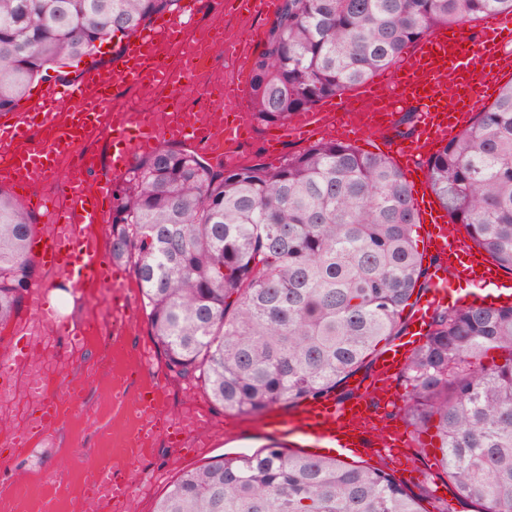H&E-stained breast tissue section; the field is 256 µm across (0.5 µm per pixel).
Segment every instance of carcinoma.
Listing matches in <instances>:
<instances>
[{
    "instance_id": "obj_1",
    "label": "carcinoma",
    "mask_w": 512,
    "mask_h": 512,
    "mask_svg": "<svg viewBox=\"0 0 512 512\" xmlns=\"http://www.w3.org/2000/svg\"><path fill=\"white\" fill-rule=\"evenodd\" d=\"M176 3L0 0V112ZM502 12L512 0H281L252 65V112L282 125L390 67L433 27ZM426 167L451 223L512 272V83ZM419 223L390 158L348 143L232 169L164 145L113 195L110 256L129 266L167 369L226 411L258 413L336 391L401 336L428 288ZM34 224L0 188V332L35 275ZM494 349L505 362L487 366ZM403 381L398 414L416 432L436 429L459 501L512 512V304L435 312ZM154 512L428 510L381 469L273 442L182 472Z\"/></svg>"
}]
</instances>
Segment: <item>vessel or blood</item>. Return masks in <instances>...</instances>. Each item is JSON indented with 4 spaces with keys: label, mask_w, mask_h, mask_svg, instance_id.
Returning a JSON list of instances; mask_svg holds the SVG:
<instances>
[{
    "label": "vessel or blood",
    "mask_w": 512,
    "mask_h": 512,
    "mask_svg": "<svg viewBox=\"0 0 512 512\" xmlns=\"http://www.w3.org/2000/svg\"><path fill=\"white\" fill-rule=\"evenodd\" d=\"M200 0H179L176 8L160 17L128 42L111 67H91L74 83L45 85L26 106L13 110L0 123V183L26 192L28 205L45 218L48 229L38 235L40 251L36 263L50 269L56 280L76 299L88 296L90 289L105 284L112 268L105 255L101 226L108 220L107 204L116 182L133 167L138 156L163 144L192 143L205 138L207 152L224 157L228 164L237 160L241 140L235 125L207 123L203 117L211 104L203 98L167 122L139 108L125 109L122 116L112 112L113 90L124 81L144 80L169 84L173 96H181L194 82V64L185 60L177 73L164 68L142 69L138 61L147 55L169 49L178 34L194 22ZM259 39L251 32L244 45L230 42L224 56L230 60L232 79L229 104L242 110L246 98V71L252 60L249 52ZM512 77V15H489L481 34L463 24L435 27L406 57L393 76L384 81L381 111L386 122L401 112L419 115V128L409 139L386 142L400 167L417 177L427 158L436 153L454 134L466 129L486 102L497 97L506 78ZM111 138L117 149L106 167L95 159L75 171H61L58 157L70 149L80 131ZM44 182L57 185V194H37ZM415 205L427 225V247L438 263L429 294L417 304L408 320L406 338L390 344L375 360L365 391L349 399L327 396L298 405L293 417L277 416L269 426L274 435L286 437L291 447L310 455L345 454L356 448H376L378 456L391 451L378 447L375 437L355 423L361 412L387 416L397 405L395 382L412 351L429 330L431 313L446 301L448 279L456 277L473 287L459 297V304L483 300L485 291L496 292L498 299H512V284L503 282L497 266L481 251L467 246L447 215L433 207L425 195H416ZM37 301L35 318H21L17 330L28 332L32 320L54 324L60 335L69 337L71 347L84 348L90 340L81 327L59 320L53 310L41 307V289L30 292ZM36 363L34 342H27L14 355L0 359V391L10 392L16 377L27 378L28 391L38 393L36 409L26 410L31 423L28 444H36L46 433V421H57L60 388H49L48 375L31 378ZM131 496V481L120 469L105 467L98 473V487L92 497L103 512H118Z\"/></svg>",
    "instance_id": "b4317fda"
}]
</instances>
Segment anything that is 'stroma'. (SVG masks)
Returning a JSON list of instances; mask_svg holds the SVG:
<instances>
[{"instance_id":"obj_1","label":"stroma","mask_w":512,"mask_h":512,"mask_svg":"<svg viewBox=\"0 0 512 512\" xmlns=\"http://www.w3.org/2000/svg\"><path fill=\"white\" fill-rule=\"evenodd\" d=\"M198 24H219L228 38L248 30L266 31L272 20L231 9H211L196 17ZM278 128L249 119L248 130L237 148L240 165L277 166L289 155L321 141L315 133L308 139L278 137ZM115 301L108 289H92L84 301H55L46 298L61 318L85 324L93 331L87 347L77 354H62L51 374L53 381L66 388L58 407L60 423L36 446L6 449L7 460L0 464V512H95L86 487L91 477L106 466L130 464L132 482L143 474L165 472L166 481L149 494L133 493L122 512H153L168 484L183 472L207 462L219 454L236 455L269 445L272 436L266 427L268 413L242 414L216 407L202 388L188 385L164 368L162 359L154 365L161 371L160 407L172 428L162 437L161 447L142 451L118 447L117 441L135 430L136 421L128 408L137 403L151 378L140 364L142 346L150 344L142 310H134L131 319L114 323L111 309ZM121 336H114V329ZM188 390L191 408H205L208 419L216 423L217 433L210 437L211 451L194 448L189 439L176 433L173 425L182 415L180 390ZM417 471L421 480L410 483L409 491L429 506L435 494L454 499L456 491L437 469H426L424 461L434 449L430 433L416 438Z\"/></svg>"}]
</instances>
